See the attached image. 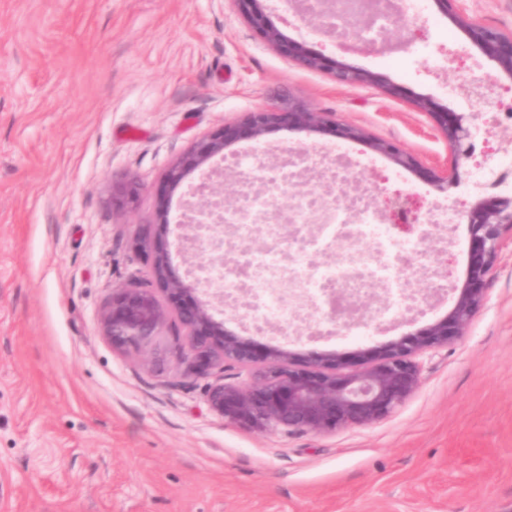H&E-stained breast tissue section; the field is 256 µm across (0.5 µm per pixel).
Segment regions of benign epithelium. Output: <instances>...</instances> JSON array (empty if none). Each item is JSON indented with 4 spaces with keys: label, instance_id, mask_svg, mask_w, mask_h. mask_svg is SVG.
<instances>
[{
    "label": "benign epithelium",
    "instance_id": "benign-epithelium-1",
    "mask_svg": "<svg viewBox=\"0 0 512 512\" xmlns=\"http://www.w3.org/2000/svg\"><path fill=\"white\" fill-rule=\"evenodd\" d=\"M250 27L282 56L298 66L329 73L344 86H373L393 98L405 97L404 88L376 72L359 69L313 51L275 27L263 0H233ZM449 23L461 31L471 46L495 62L498 79L512 82V32L473 19L464 0H432ZM428 114L434 128L448 142L453 161L437 175L420 168L417 159L394 140L370 136L357 124L338 121L328 112H315L293 94L227 121L197 141L167 170L164 189L157 197V220L138 230L131 248L152 257V288L130 285L112 293L101 316V336L122 352H145L161 335L170 319L185 335L169 352L200 378H213L206 391L211 412L224 422L249 432H312L329 434L338 429L372 426L390 416L420 387L422 375L416 357L445 348L467 335L475 313L487 298L489 278L496 266L504 231L512 229V195L479 197L462 214L469 231L467 276L448 315L397 341L361 348L350 356L312 354L301 358L280 345H259L224 329L214 318L208 293L192 272H176L172 264L168 230L170 195L190 175L214 170L212 160L233 146L263 137L274 129L327 134L341 142H363L372 152L394 165L420 171L443 186L461 181L463 163L471 157L478 130L472 118L429 97L412 99ZM138 197L136 183L112 191V203L124 208ZM236 365L248 371L245 382L225 381L224 371Z\"/></svg>",
    "mask_w": 512,
    "mask_h": 512
}]
</instances>
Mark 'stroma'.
I'll return each mask as SVG.
<instances>
[{
  "label": "stroma",
  "mask_w": 512,
  "mask_h": 512,
  "mask_svg": "<svg viewBox=\"0 0 512 512\" xmlns=\"http://www.w3.org/2000/svg\"><path fill=\"white\" fill-rule=\"evenodd\" d=\"M398 17L385 49L313 36L281 0L284 34L405 88L341 86L303 69L258 36L234 0H0V512H512V232H505L487 301L467 336L423 352L420 388L390 417L329 435L254 434L208 408L207 379L184 376L167 349L170 322L148 353L112 349L100 334L113 291L152 284L149 256L130 240L156 221L166 170L224 122L289 90L317 112L396 140L425 168L451 165L447 144L412 99L425 96L488 123L449 190L394 166L364 144L275 130L282 151L340 147L377 208L400 196L422 214L474 201L478 170L512 143L494 104L456 93L490 82L475 52L431 0ZM140 185L112 207L110 190ZM446 274L411 285L413 323L369 306L360 336L226 329L298 356L347 353L400 339L443 317L463 282L465 224L438 232Z\"/></svg>",
  "instance_id": "obj_1"
}]
</instances>
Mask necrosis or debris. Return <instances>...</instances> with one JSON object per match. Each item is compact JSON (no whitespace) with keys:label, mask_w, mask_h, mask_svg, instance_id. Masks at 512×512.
Segmentation results:
<instances>
[{"label":"necrosis or debris","mask_w":512,"mask_h":512,"mask_svg":"<svg viewBox=\"0 0 512 512\" xmlns=\"http://www.w3.org/2000/svg\"><path fill=\"white\" fill-rule=\"evenodd\" d=\"M266 156L257 148L232 160L237 208L204 185L188 192L207 201L186 213L201 223L200 241L224 254L223 262L194 268L201 287L227 303L251 299L258 332L292 325L303 309L329 323L338 304L376 287L386 294L382 320L396 321L407 310L403 286L437 270L436 258L395 237L369 195L347 196L351 163L335 151L291 152L273 164ZM291 187L297 193L280 209L278 198Z\"/></svg>","instance_id":"necrosis-or-debris-1"}]
</instances>
